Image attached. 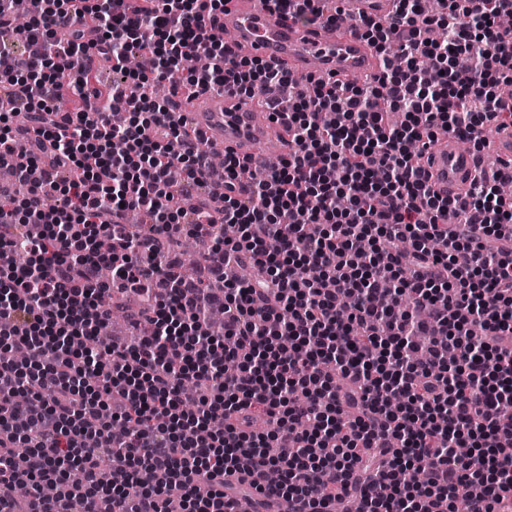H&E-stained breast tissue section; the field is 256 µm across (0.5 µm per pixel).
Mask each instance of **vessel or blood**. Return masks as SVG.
<instances>
[{
  "instance_id": "obj_1",
  "label": "vessel or blood",
  "mask_w": 512,
  "mask_h": 512,
  "mask_svg": "<svg viewBox=\"0 0 512 512\" xmlns=\"http://www.w3.org/2000/svg\"><path fill=\"white\" fill-rule=\"evenodd\" d=\"M347 11L387 21L393 0H343ZM224 30L235 47L249 56L305 68L316 66L318 74L348 79L372 70L375 59L355 29H337L335 22L321 18L314 23L286 21L259 6L257 0L231 9L223 18ZM206 110L186 109L185 124L193 126L213 146L242 151L245 143L264 136L268 119L259 118L243 100L223 93L207 95ZM430 182L439 193H461L474 170L472 152L455 140L441 139L432 149L428 166Z\"/></svg>"
}]
</instances>
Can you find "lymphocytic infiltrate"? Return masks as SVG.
<instances>
[{
    "label": "lymphocytic infiltrate",
    "mask_w": 512,
    "mask_h": 512,
    "mask_svg": "<svg viewBox=\"0 0 512 512\" xmlns=\"http://www.w3.org/2000/svg\"><path fill=\"white\" fill-rule=\"evenodd\" d=\"M30 2L16 30L39 54L0 43V157L29 186L0 191V251L28 256L0 266V512H241L238 474L259 508L456 512L477 485L468 512H499L512 490V203L497 184L512 161L450 197L432 188L422 150L446 134L480 152L486 120L512 124L498 93L512 84V30L498 22L512 0H442L434 15L395 0L391 21L355 22L380 62L371 81L312 77L285 108L265 91L292 71L238 55L205 23L232 0H208L205 16L201 0ZM202 48L210 67L180 75ZM133 53L144 65L129 73ZM95 56L120 80L101 107L60 111L56 72L76 69L85 94ZM157 83L168 98L148 93ZM186 90L263 97L287 155L269 168L225 154L212 182L198 137L167 122ZM141 209L156 235L129 233ZM219 223L236 235L196 278L180 276L162 241ZM228 255L250 263L248 282L226 279ZM116 291L142 297L130 344L102 336ZM215 308L220 337L205 327ZM186 380L198 385L189 407ZM258 414L268 431H253ZM73 466L77 491L64 481Z\"/></svg>",
    "instance_id": "lymphocytic-infiltrate-1"
}]
</instances>
